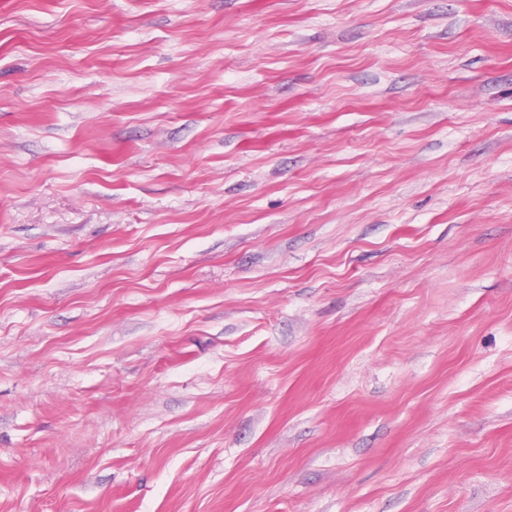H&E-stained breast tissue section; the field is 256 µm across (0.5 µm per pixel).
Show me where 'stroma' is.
<instances>
[{"instance_id": "1", "label": "stroma", "mask_w": 512, "mask_h": 512, "mask_svg": "<svg viewBox=\"0 0 512 512\" xmlns=\"http://www.w3.org/2000/svg\"><path fill=\"white\" fill-rule=\"evenodd\" d=\"M0 512H512V0H0Z\"/></svg>"}]
</instances>
